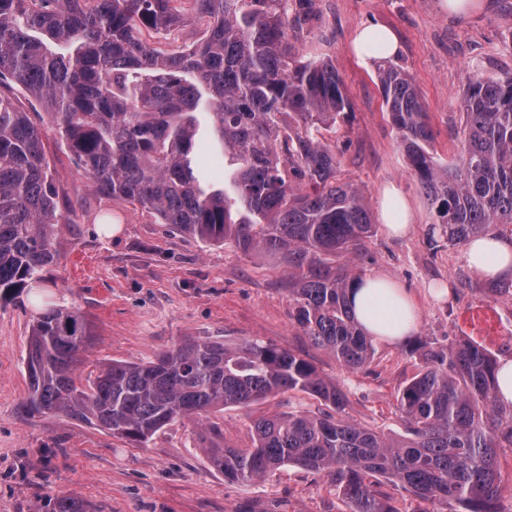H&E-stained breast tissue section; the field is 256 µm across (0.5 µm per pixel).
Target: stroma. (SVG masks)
I'll use <instances>...</instances> for the list:
<instances>
[{"instance_id": "1", "label": "stroma", "mask_w": 512, "mask_h": 512, "mask_svg": "<svg viewBox=\"0 0 512 512\" xmlns=\"http://www.w3.org/2000/svg\"><path fill=\"white\" fill-rule=\"evenodd\" d=\"M317 6L319 19L296 46L329 60L349 97L350 118L336 134L340 174L363 190L371 209H378L383 186L393 184L415 212L404 237H388L376 225L357 264L412 295L416 337L469 340L495 358L512 355V295H492L490 280L466 264L463 246L449 245L439 231L384 105L378 66L360 63L350 51L358 28L380 23L395 30L401 49L394 61L412 76L426 106L435 155L452 164L461 150L460 101L469 84L512 71V0H478L455 17L441 11L439 0H317ZM28 110L44 133L65 221L54 240L58 258L40 285L41 304L27 292L0 303V512H37L61 493L91 512H351L326 474L288 465L259 480L231 481L204 454L223 444L252 447V421L267 412L328 413L304 393L228 407L200 423L178 421L144 446L62 414L21 416L28 395L22 359L41 306L76 312L89 324L93 341L83 354L82 376L115 360H153L188 336L236 344L261 339L334 380L346 396L344 419L392 437L404 433L399 391L420 366L404 339L376 342L362 370L340 369L290 320L288 275L277 258L245 254L229 243L204 244L99 196L60 146L43 108L35 103ZM105 224L118 225V232L105 237ZM379 488L398 512H461L456 502L425 501L387 479Z\"/></svg>"}]
</instances>
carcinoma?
Here are the masks:
<instances>
[{
	"label": "carcinoma",
	"mask_w": 512,
	"mask_h": 512,
	"mask_svg": "<svg viewBox=\"0 0 512 512\" xmlns=\"http://www.w3.org/2000/svg\"><path fill=\"white\" fill-rule=\"evenodd\" d=\"M318 17L315 0H0V88L13 81L43 105L101 196L205 244L230 240L246 254L276 256L288 270L292 323L355 371L375 345L349 303L361 273L341 258L362 252L373 224L323 135L348 119L341 80L290 40ZM192 20L204 28L190 47L160 51L141 38ZM378 78L448 244L512 224V73L469 85L452 167L432 152L434 131L410 74L388 62ZM202 146L231 167L219 186L196 167ZM58 195L41 131L18 96L0 92L1 301L41 283L54 263ZM90 341L73 312L35 317L25 418L62 413L145 444L174 422L279 393H307L338 413L346 403L311 362L270 342L185 338L152 361H113L83 380L80 352ZM410 352L421 369L400 391L402 439L332 415L265 414L253 420V448H206L210 465L235 481L290 464L325 473L352 512H397L378 477L420 498H452L463 512H496L512 409L496 403L494 356L468 341L419 340ZM51 512L88 510L60 495Z\"/></svg>",
	"instance_id": "obj_1"
}]
</instances>
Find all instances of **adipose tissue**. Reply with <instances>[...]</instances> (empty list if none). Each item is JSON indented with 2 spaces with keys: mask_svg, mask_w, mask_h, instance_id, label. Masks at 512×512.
Masks as SVG:
<instances>
[{
  "mask_svg": "<svg viewBox=\"0 0 512 512\" xmlns=\"http://www.w3.org/2000/svg\"><path fill=\"white\" fill-rule=\"evenodd\" d=\"M356 57L364 63L396 55L397 35L389 28L358 30L351 43ZM380 220L387 233L406 235L413 221L410 203L396 185H387L380 197ZM469 266L480 275L494 279L512 272V241L493 236L472 240L466 247ZM350 305L365 331L373 339L394 343L410 335L418 322V309L411 297L390 278H363L349 294Z\"/></svg>",
  "mask_w": 512,
  "mask_h": 512,
  "instance_id": "ef3b65f1",
  "label": "adipose tissue"
}]
</instances>
